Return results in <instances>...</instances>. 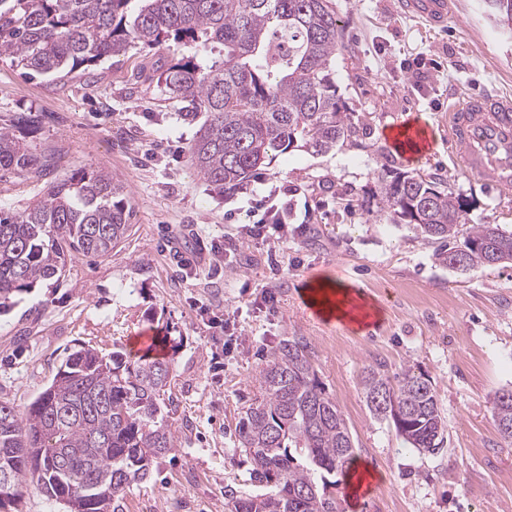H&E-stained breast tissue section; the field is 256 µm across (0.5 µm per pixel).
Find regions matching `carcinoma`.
Instances as JSON below:
<instances>
[{
  "label": "carcinoma",
  "mask_w": 512,
  "mask_h": 512,
  "mask_svg": "<svg viewBox=\"0 0 512 512\" xmlns=\"http://www.w3.org/2000/svg\"><path fill=\"white\" fill-rule=\"evenodd\" d=\"M495 23L512 29V0H486ZM343 29L331 0H0V56L38 75H67L132 48L165 41L193 49L158 67L160 101L177 115L205 120L188 149L191 167L211 192L237 189L270 156L301 141L317 153L350 138L333 63ZM43 164L26 141L0 129V178L36 174ZM382 208L440 243L448 264L466 210L443 182L398 173L378 183ZM124 186L102 171H70L17 213L0 211V312L38 283L59 280L75 254L105 256L130 230ZM462 270L512 262V231L474 224L464 238ZM171 364L125 361L87 345L73 350L51 384L19 413L0 400V508L15 507L35 486L82 512H123L126 490L146 480L154 462L176 449L161 404ZM260 396L238 422L239 448L251 480L269 490L228 494L231 512H339L334 490L352 465L346 419L322 385L310 345L290 336L259 367ZM367 405L392 421L420 452L444 447L447 420L429 379L410 369L365 371ZM394 398L386 412L379 395ZM503 439L512 442V387L493 397Z\"/></svg>",
  "instance_id": "carcinoma-1"
}]
</instances>
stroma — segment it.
Listing matches in <instances>:
<instances>
[{"label": "stroma", "mask_w": 512, "mask_h": 512, "mask_svg": "<svg viewBox=\"0 0 512 512\" xmlns=\"http://www.w3.org/2000/svg\"><path fill=\"white\" fill-rule=\"evenodd\" d=\"M450 2L440 29L400 14L397 0H333L344 34L336 85L355 134L326 153L276 154L221 197L190 166L196 125L136 81L170 51L132 49L92 75L62 79L26 76L0 57V127L38 114L27 142L46 159L40 176L0 179V208L21 210L82 167L124 183L134 211L129 236L111 253L74 255L58 283L21 294L0 315V399L26 411L78 345L129 353L134 338L151 334L172 365L166 405L177 449L127 490L124 512H229L227 491L263 493L236 426L258 394L263 352L290 336L311 342L355 458L379 480L357 506L337 487L344 512H512V443L491 404L495 391L512 387V263L448 269L438 244L392 223L374 195L379 178L416 172L447 183L468 223L512 228V198L457 165L447 143L413 165L386 135L412 114L440 116L463 92L512 94V31L489 18L484 0ZM272 189L288 203L287 235L248 234ZM211 242L230 260L210 261L200 246ZM321 276L379 301L382 320L360 331L313 315L303 291ZM266 289L275 306L262 301ZM378 364L430 379L448 421L444 448H410L373 417L361 380Z\"/></svg>", "instance_id": "35a3bbf8"}]
</instances>
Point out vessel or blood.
Returning a JSON list of instances; mask_svg holds the SVG:
<instances>
[{"label":"vessel or blood","mask_w":512,"mask_h":512,"mask_svg":"<svg viewBox=\"0 0 512 512\" xmlns=\"http://www.w3.org/2000/svg\"><path fill=\"white\" fill-rule=\"evenodd\" d=\"M404 13L442 25L448 0H401ZM393 148L418 159L432 147V128L419 117L389 129ZM448 146L457 162L471 170L499 196L512 195V96L465 95L448 106Z\"/></svg>","instance_id":"1"}]
</instances>
